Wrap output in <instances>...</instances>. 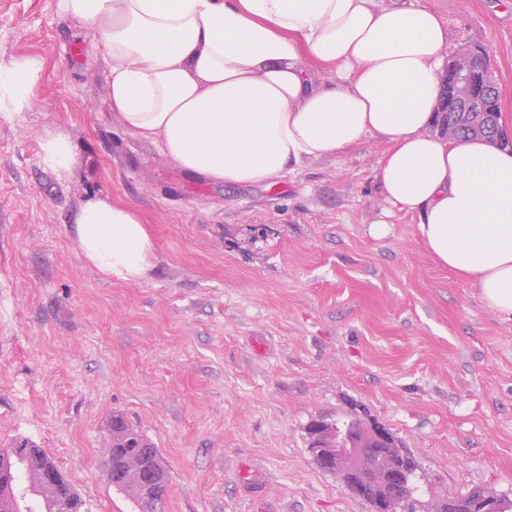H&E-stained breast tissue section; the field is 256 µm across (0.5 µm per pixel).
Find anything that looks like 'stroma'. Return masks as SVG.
Returning <instances> with one entry per match:
<instances>
[{"label": "stroma", "mask_w": 512, "mask_h": 512, "mask_svg": "<svg viewBox=\"0 0 512 512\" xmlns=\"http://www.w3.org/2000/svg\"><path fill=\"white\" fill-rule=\"evenodd\" d=\"M449 26L442 52H489L512 136V9L419 0ZM92 32L55 0H0V64L36 61L22 112H0V449L52 457L84 512H137L101 472L113 413L159 449L163 512H370L322 471L306 428L353 404L419 469L412 499L512 497V322L384 207L369 137L271 186L215 185L128 132L107 101ZM68 139L73 175L42 162ZM134 207L157 245L138 283L76 253L85 201Z\"/></svg>", "instance_id": "1"}]
</instances>
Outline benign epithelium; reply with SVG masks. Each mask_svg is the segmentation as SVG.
<instances>
[{"label":"benign epithelium","mask_w":512,"mask_h":512,"mask_svg":"<svg viewBox=\"0 0 512 512\" xmlns=\"http://www.w3.org/2000/svg\"><path fill=\"white\" fill-rule=\"evenodd\" d=\"M448 98L445 105L451 111L461 104L482 96L487 74L476 61L471 49L460 51L450 62ZM310 451L318 466L329 472H339L345 486L356 495L369 491L372 512H397L408 497L400 496L406 485V473L391 448V433L377 424L365 431L361 428L336 429V447L327 448L322 441V427L307 429ZM512 503L497 498L476 502L465 497L459 503H441L435 512H454V508H472L474 512H505Z\"/></svg>","instance_id":"obj_1"}]
</instances>
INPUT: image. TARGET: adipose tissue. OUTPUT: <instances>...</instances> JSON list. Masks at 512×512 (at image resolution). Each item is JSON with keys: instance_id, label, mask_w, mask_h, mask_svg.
I'll use <instances>...</instances> for the list:
<instances>
[{"instance_id": "1", "label": "adipose tissue", "mask_w": 512, "mask_h": 512, "mask_svg": "<svg viewBox=\"0 0 512 512\" xmlns=\"http://www.w3.org/2000/svg\"><path fill=\"white\" fill-rule=\"evenodd\" d=\"M103 46L108 101L136 137L224 185L272 184L371 136L385 201L417 214L434 259L512 321V152L430 133L448 24L419 0H57ZM35 61L0 66L23 111ZM78 256L126 282L157 246L137 210L80 205Z\"/></svg>"}]
</instances>
